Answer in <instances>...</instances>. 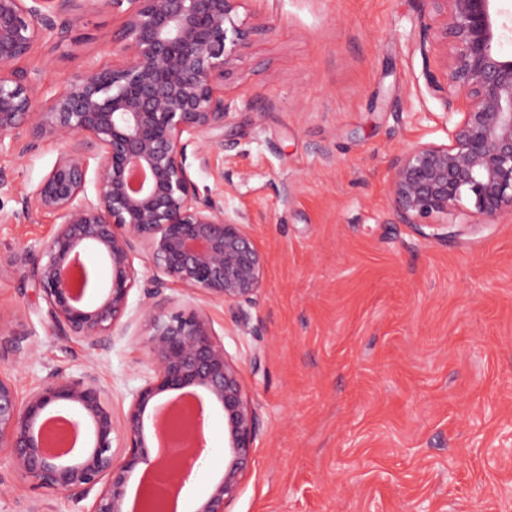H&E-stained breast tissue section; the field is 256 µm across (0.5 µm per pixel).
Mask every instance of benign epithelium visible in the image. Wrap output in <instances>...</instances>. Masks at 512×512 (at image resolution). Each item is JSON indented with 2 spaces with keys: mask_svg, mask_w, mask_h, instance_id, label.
I'll return each mask as SVG.
<instances>
[{
  "mask_svg": "<svg viewBox=\"0 0 512 512\" xmlns=\"http://www.w3.org/2000/svg\"><path fill=\"white\" fill-rule=\"evenodd\" d=\"M82 2L0 0V190L12 159L44 139L62 143L52 170L11 214L20 222L38 213L60 219L45 260L26 277L42 293L54 335L97 349L115 329H128L122 319L140 281L132 255L143 246L152 265L141 304L147 371L119 423L94 377L53 375L22 399L0 375V459L18 478L70 498L99 488L91 512H125L130 475L157 464L145 420L192 395L199 414L177 430L203 429L206 401L224 416V471L193 512H226L252 459L256 415L206 318L173 307L164 290L180 286L236 308L245 321V307L263 289V255L249 220L201 196L188 161L202 168L209 149L224 147V76L244 62L250 36L234 22L243 0H108L125 15L112 65L89 62L57 91L44 84L42 69L13 67L35 45L67 33ZM495 2L424 0L441 21L446 63L426 79L450 119L448 143H417L394 157L390 192L402 224L438 230L434 219L464 200L475 224L512 220V56L496 50L512 26ZM89 254L107 273L92 302L76 287L91 279L81 260ZM64 409L75 415L74 428L85 425L91 435L81 451L55 454L45 447L44 424ZM116 433L125 442L120 457ZM204 450L200 435L192 458L169 468L178 487Z\"/></svg>",
  "mask_w": 512,
  "mask_h": 512,
  "instance_id": "benign-epithelium-1",
  "label": "benign epithelium"
}]
</instances>
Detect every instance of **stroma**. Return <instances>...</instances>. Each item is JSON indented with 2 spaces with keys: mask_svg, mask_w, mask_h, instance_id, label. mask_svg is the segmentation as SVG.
Wrapping results in <instances>:
<instances>
[{
  "mask_svg": "<svg viewBox=\"0 0 512 512\" xmlns=\"http://www.w3.org/2000/svg\"><path fill=\"white\" fill-rule=\"evenodd\" d=\"M421 0H243L246 61L224 78V146L195 169L200 193L245 213L265 259L247 326L203 296L240 370L258 423L253 460L226 512H512V222L449 213L444 237L398 223L391 163L444 144V108L419 50ZM124 18L87 0L69 32L18 61L58 89L88 61L111 64ZM57 143L14 161L0 195V321L24 334L0 360L19 394L54 374H93L114 418L144 383L147 352L133 288L129 332L100 349L54 335L24 264L58 219L8 215L52 169ZM202 466L185 512L224 469V417L206 410ZM19 480L0 461V512H91Z\"/></svg>",
  "mask_w": 512,
  "mask_h": 512,
  "instance_id": "stroma-1",
  "label": "stroma"
}]
</instances>
